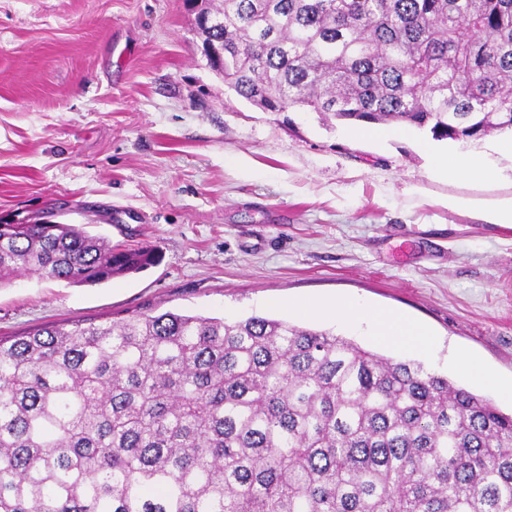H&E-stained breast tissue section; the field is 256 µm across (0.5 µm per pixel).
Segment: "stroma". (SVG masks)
I'll return each instance as SVG.
<instances>
[{
	"label": "stroma",
	"mask_w": 512,
	"mask_h": 512,
	"mask_svg": "<svg viewBox=\"0 0 512 512\" xmlns=\"http://www.w3.org/2000/svg\"><path fill=\"white\" fill-rule=\"evenodd\" d=\"M199 12L0 0V224H78L160 255L100 285L18 276L0 287V337L147 310L260 315L416 360L511 415L464 364L512 384V232L443 206L477 191L433 174L428 148L456 144L261 111L211 70ZM343 297L403 314L432 350L289 308Z\"/></svg>",
	"instance_id": "35a3bbf8"
}]
</instances>
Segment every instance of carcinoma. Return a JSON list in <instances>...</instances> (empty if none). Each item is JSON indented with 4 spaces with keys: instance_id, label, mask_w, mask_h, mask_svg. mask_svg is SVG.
Returning a JSON list of instances; mask_svg holds the SVG:
<instances>
[{
    "instance_id": "obj_1",
    "label": "carcinoma",
    "mask_w": 512,
    "mask_h": 512,
    "mask_svg": "<svg viewBox=\"0 0 512 512\" xmlns=\"http://www.w3.org/2000/svg\"><path fill=\"white\" fill-rule=\"evenodd\" d=\"M205 42L270 112L477 140L512 129V0H223ZM0 224V286L157 264ZM0 512H512V416L283 319L133 313L0 338Z\"/></svg>"
}]
</instances>
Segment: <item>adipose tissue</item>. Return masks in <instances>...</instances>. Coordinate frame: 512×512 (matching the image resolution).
<instances>
[{"instance_id":"ef3b65f1","label":"adipose tissue","mask_w":512,"mask_h":512,"mask_svg":"<svg viewBox=\"0 0 512 512\" xmlns=\"http://www.w3.org/2000/svg\"><path fill=\"white\" fill-rule=\"evenodd\" d=\"M512 159V130L504 131L486 149L475 152L434 154L433 169L437 176L450 181H465L477 186L512 184V174L503 167V159ZM449 211L460 213L483 223L512 229V192L492 198L451 195L445 201ZM301 314L318 313L338 316L351 323H370L375 336L383 342L425 349L431 346L430 335L407 319L348 299L332 305L294 302Z\"/></svg>"}]
</instances>
